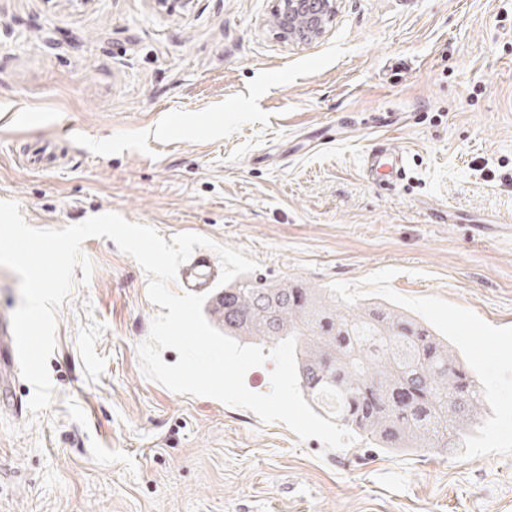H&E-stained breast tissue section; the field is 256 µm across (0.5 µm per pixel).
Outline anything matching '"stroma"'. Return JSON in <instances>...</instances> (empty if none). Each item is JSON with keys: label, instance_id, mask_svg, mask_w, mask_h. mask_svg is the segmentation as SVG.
<instances>
[{"label": "stroma", "instance_id": "35a3bbf8", "mask_svg": "<svg viewBox=\"0 0 512 512\" xmlns=\"http://www.w3.org/2000/svg\"><path fill=\"white\" fill-rule=\"evenodd\" d=\"M276 5L0 0V201L41 229L115 212L199 234L256 277L399 306L486 386L468 448L329 450L148 379L147 278L90 238L53 403L31 416L17 373L0 407V512H512V0H336L300 45ZM381 114L394 183L362 170Z\"/></svg>", "mask_w": 512, "mask_h": 512}]
</instances>
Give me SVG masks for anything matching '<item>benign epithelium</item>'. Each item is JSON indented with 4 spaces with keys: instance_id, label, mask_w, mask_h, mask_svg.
<instances>
[{
    "instance_id": "1",
    "label": "benign epithelium",
    "mask_w": 512,
    "mask_h": 512,
    "mask_svg": "<svg viewBox=\"0 0 512 512\" xmlns=\"http://www.w3.org/2000/svg\"><path fill=\"white\" fill-rule=\"evenodd\" d=\"M336 8V0H279L271 27L289 43H310L322 36Z\"/></svg>"
}]
</instances>
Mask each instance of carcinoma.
Instances as JSON below:
<instances>
[{
  "label": "carcinoma",
  "instance_id": "carcinoma-1",
  "mask_svg": "<svg viewBox=\"0 0 512 512\" xmlns=\"http://www.w3.org/2000/svg\"><path fill=\"white\" fill-rule=\"evenodd\" d=\"M206 312L244 345L294 336L309 404L385 450L466 447L484 394L448 338L395 305L336 304L332 288L242 276Z\"/></svg>",
  "mask_w": 512,
  "mask_h": 512
}]
</instances>
